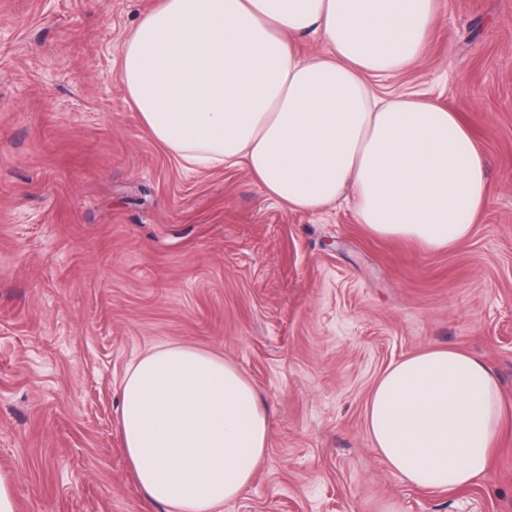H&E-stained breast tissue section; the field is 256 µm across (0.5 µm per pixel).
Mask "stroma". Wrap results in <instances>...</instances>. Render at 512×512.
Returning <instances> with one entry per match:
<instances>
[{
	"label": "stroma",
	"instance_id": "stroma-1",
	"mask_svg": "<svg viewBox=\"0 0 512 512\" xmlns=\"http://www.w3.org/2000/svg\"><path fill=\"white\" fill-rule=\"evenodd\" d=\"M155 0H0V472L17 512H166L124 454L120 382L165 343L216 353L273 419L229 512H512V0H438L424 55L374 81L434 89L470 128L489 200L469 240L373 237L241 167H182L124 99V43ZM429 346L481 356L503 432L488 474L432 492L394 474L370 389Z\"/></svg>",
	"mask_w": 512,
	"mask_h": 512
}]
</instances>
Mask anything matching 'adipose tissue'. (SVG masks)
<instances>
[{"label": "adipose tissue", "instance_id": "obj_1", "mask_svg": "<svg viewBox=\"0 0 512 512\" xmlns=\"http://www.w3.org/2000/svg\"><path fill=\"white\" fill-rule=\"evenodd\" d=\"M437 0H156L125 41L120 80L152 138L186 168L242 167L263 194L317 212L352 201L374 235L439 250L484 210V156L431 91L370 84L424 53ZM323 48L300 55L303 37ZM499 382L479 355L428 347L391 363L366 405L372 447L431 491L473 484L502 429ZM126 458L149 502L223 512L253 479L271 413L231 362L170 344L121 383Z\"/></svg>", "mask_w": 512, "mask_h": 512}]
</instances>
